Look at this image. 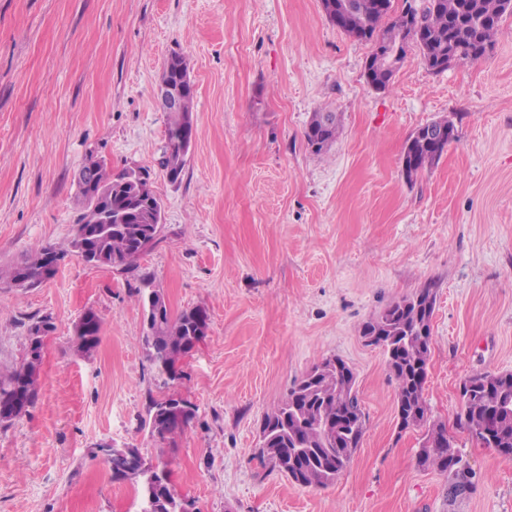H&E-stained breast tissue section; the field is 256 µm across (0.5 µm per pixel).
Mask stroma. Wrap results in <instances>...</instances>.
Masks as SVG:
<instances>
[{"mask_svg": "<svg viewBox=\"0 0 512 512\" xmlns=\"http://www.w3.org/2000/svg\"><path fill=\"white\" fill-rule=\"evenodd\" d=\"M372 42L321 0H0V270L68 247L89 157L149 168L164 205L134 273L68 255L32 289L0 283V373L50 317L36 404L0 424V512H138L139 485L112 480L101 443L167 465L197 512H512V460L460 427V388L512 372V15L491 48L436 74L408 50L388 89L367 82ZM182 53L196 138L181 182L159 167L168 115L155 96ZM339 118L314 152L312 113ZM456 138L407 183V139L440 118ZM209 315L206 336L157 373L142 345L139 288ZM432 287L424 398L475 474L453 498L418 463L425 430L399 426L386 357L362 336L393 302ZM102 322L88 357L70 348L85 311ZM353 370L365 432L326 487L258 458V429L323 358ZM175 394L196 416L167 441L145 424Z\"/></svg>", "mask_w": 512, "mask_h": 512, "instance_id": "1", "label": "stroma"}]
</instances>
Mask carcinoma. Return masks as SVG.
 Returning <instances> with one entry per match:
<instances>
[{
  "label": "carcinoma",
  "instance_id": "carcinoma-1",
  "mask_svg": "<svg viewBox=\"0 0 512 512\" xmlns=\"http://www.w3.org/2000/svg\"><path fill=\"white\" fill-rule=\"evenodd\" d=\"M346 3L340 30L353 35L356 30L380 33L383 41L401 53L410 47L422 55L427 68L443 72L464 60L483 57L506 15H512V0H424L420 9L413 5L397 15L376 6L377 0H322L330 20L339 13L338 4ZM159 81L183 86L180 109L169 111L166 144L160 166L168 180H181L186 156L196 136L193 120L195 90L190 88L186 58L177 52L166 60ZM444 127L441 143L424 141L413 133L401 157L405 179L412 183L441 158L455 140V126L446 118L431 122ZM338 120L334 112L312 114L305 139L320 153L336 138ZM92 171L91 185L80 188L83 212L75 224L69 249L53 246L16 264L8 273L14 288H36L51 279L44 274L48 255L62 261L69 254H80V232L86 231L88 247L101 256L98 265L131 273L137 261L156 243L161 199L156 192L143 193L138 175L151 178L143 167H127L116 174L100 160L90 159L82 171ZM144 297L145 331L143 344L157 371L171 378L176 364L200 339L197 332L209 328V315L201 306L171 313L162 292L150 287ZM436 302L435 291L426 287L411 297L392 303L377 319L369 321L363 335L373 336L372 344L382 347L390 373L396 382L400 424L428 426L419 463L448 474L449 495L457 497L474 488L473 473L463 458L452 451L451 440L440 425L428 424V406L424 398L427 362L431 339V320ZM54 330L48 317L29 327L27 355L22 364L7 376H0V424L22 417L32 407L40 390L42 357L32 346L34 339ZM102 323L90 313L85 323L73 327L70 348L88 356L98 347ZM341 370L333 368L334 363ZM352 369L339 358H325L314 365L288 390L280 405L263 419L266 451L260 456L272 467L301 486L326 487L346 468L362 439L366 416L361 407ZM463 406L459 419L469 433L482 444L512 459V372L482 373L470 377L461 391ZM195 417V408L179 398L155 400L149 409L151 435L161 441L180 434ZM103 460L114 480H130L142 489H154L162 512H180L183 503L171 491L169 477L145 464L138 450L100 447Z\"/></svg>",
  "mask_w": 512,
  "mask_h": 512
}]
</instances>
